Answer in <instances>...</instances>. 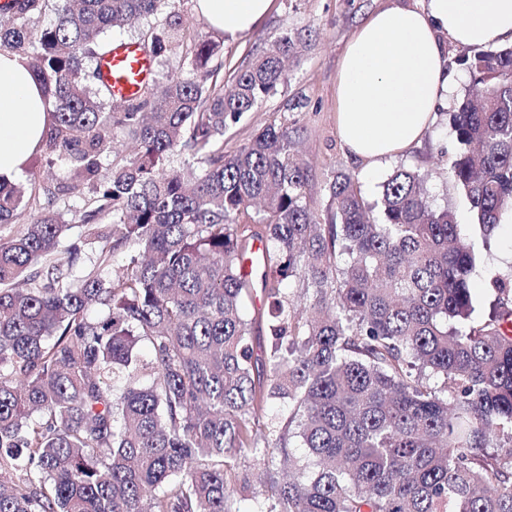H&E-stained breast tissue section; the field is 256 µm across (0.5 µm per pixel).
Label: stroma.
Wrapping results in <instances>:
<instances>
[{
  "instance_id": "obj_1",
  "label": "stroma",
  "mask_w": 512,
  "mask_h": 512,
  "mask_svg": "<svg viewBox=\"0 0 512 512\" xmlns=\"http://www.w3.org/2000/svg\"><path fill=\"white\" fill-rule=\"evenodd\" d=\"M393 0H273L265 17L249 32L229 36L213 30L198 12L196 0H163L162 14H178L190 33L202 35L220 47L224 78L245 65L251 52L262 50L278 35L301 38L302 51L290 65L288 78L275 95L249 112L224 134L225 152H233L247 143L268 124L287 120L288 128L308 162L307 197L317 214H325L327 184L337 172L358 175L365 197L378 201L382 183L394 170L405 168L426 178L427 193L434 205L453 209L463 237L472 244L477 256L473 276V317L483 320L489 312L492 291L490 271L512 272V221L504 220L491 238H484L465 198L446 179L434 177L437 166L451 164L459 151L450 115L461 102L469 82L468 73L455 64L459 45L447 43L455 91L448 102L439 106L434 122L421 142L403 154L389 159L381 167L378 178L362 174L343 147L336 122V85L341 62L348 43L361 21L370 13L392 4ZM81 194L58 201L57 208L67 228L60 238L61 247L78 244L84 263H93L97 250L84 244L79 222Z\"/></svg>"
}]
</instances>
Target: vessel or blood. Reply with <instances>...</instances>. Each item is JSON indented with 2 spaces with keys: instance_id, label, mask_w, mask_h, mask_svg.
<instances>
[{
  "instance_id": "b4317fda",
  "label": "vessel or blood",
  "mask_w": 512,
  "mask_h": 512,
  "mask_svg": "<svg viewBox=\"0 0 512 512\" xmlns=\"http://www.w3.org/2000/svg\"><path fill=\"white\" fill-rule=\"evenodd\" d=\"M98 70L101 81L117 102L138 96L154 80L150 54L132 41L112 43L99 59Z\"/></svg>"
}]
</instances>
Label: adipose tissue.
I'll return each mask as SVG.
<instances>
[{
    "label": "adipose tissue",
    "mask_w": 512,
    "mask_h": 512,
    "mask_svg": "<svg viewBox=\"0 0 512 512\" xmlns=\"http://www.w3.org/2000/svg\"><path fill=\"white\" fill-rule=\"evenodd\" d=\"M272 0H197L215 30H249ZM465 46L512 42V0H428L372 13L348 44L336 87L341 141L373 175L419 142L453 79L446 41ZM39 85L20 57L0 52V182L12 183L38 149L47 120Z\"/></svg>",
    "instance_id": "obj_1"
}]
</instances>
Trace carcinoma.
I'll use <instances>...</instances> for the list:
<instances>
[{"instance_id":"carcinoma-1","label":"carcinoma","mask_w":512,"mask_h":512,"mask_svg":"<svg viewBox=\"0 0 512 512\" xmlns=\"http://www.w3.org/2000/svg\"><path fill=\"white\" fill-rule=\"evenodd\" d=\"M47 3H0V49L50 102L41 157L68 166L30 191L0 183V225L29 212L0 237V512H244L252 466V512H512V273L492 274L494 314L471 323L475 255L419 173L394 171L376 207L339 172L322 219L286 122L224 153V132L276 93L300 40L252 55L226 92L222 65L209 67L217 46L173 14L144 45L187 68L107 111L101 35L161 0H57L54 22L32 28ZM456 62L470 83L444 176L490 234L512 216V46ZM119 135L135 152L104 179ZM175 152L198 166L171 168ZM81 187L99 248L75 278L81 249L59 250L55 204ZM256 242L259 354L241 272ZM278 400L288 417L265 419Z\"/></svg>"}]
</instances>
